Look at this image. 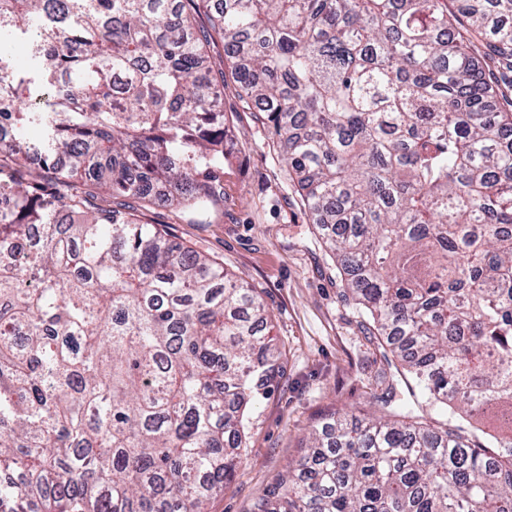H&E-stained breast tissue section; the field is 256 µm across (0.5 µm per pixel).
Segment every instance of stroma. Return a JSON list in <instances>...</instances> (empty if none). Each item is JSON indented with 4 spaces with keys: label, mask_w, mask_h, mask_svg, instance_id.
<instances>
[{
    "label": "stroma",
    "mask_w": 512,
    "mask_h": 512,
    "mask_svg": "<svg viewBox=\"0 0 512 512\" xmlns=\"http://www.w3.org/2000/svg\"><path fill=\"white\" fill-rule=\"evenodd\" d=\"M224 219L185 224L169 208L151 218L177 242L205 252L256 288L284 356L269 391L248 414L245 456L211 512H252L306 452L310 430L336 415L377 410L383 358L367 317L346 297L336 260L323 244L268 128L244 112L233 83L223 97Z\"/></svg>",
    "instance_id": "35a3bbf8"
}]
</instances>
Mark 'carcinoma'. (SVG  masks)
Returning a JSON list of instances; mask_svg holds the SVG:
<instances>
[{
	"label": "carcinoma",
	"mask_w": 512,
	"mask_h": 512,
	"mask_svg": "<svg viewBox=\"0 0 512 512\" xmlns=\"http://www.w3.org/2000/svg\"><path fill=\"white\" fill-rule=\"evenodd\" d=\"M1 34L36 65L0 54V512H209L241 461L266 307L145 221L224 216L216 35L401 366L255 512H512V0H0Z\"/></svg>",
	"instance_id": "carcinoma-1"
}]
</instances>
